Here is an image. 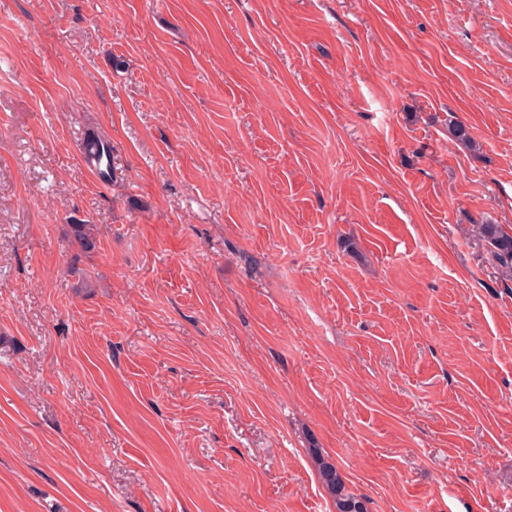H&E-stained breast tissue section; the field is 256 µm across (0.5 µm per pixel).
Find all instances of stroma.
<instances>
[{
	"mask_svg": "<svg viewBox=\"0 0 512 512\" xmlns=\"http://www.w3.org/2000/svg\"><path fill=\"white\" fill-rule=\"evenodd\" d=\"M485 221L512 0H0V512H512ZM92 144L95 147V169L98 177L104 181L112 180L114 169L112 165V143L103 135L90 134L84 145ZM96 230L95 224L73 218L68 224L67 238L71 245H77L81 251L89 253L97 248ZM325 493L333 501L336 512H368L364 497L350 491L338 472L336 465L323 455L320 448L312 444L308 448Z\"/></svg>",
	"mask_w": 512,
	"mask_h": 512,
	"instance_id": "35a3bbf8",
	"label": "stroma"
}]
</instances>
